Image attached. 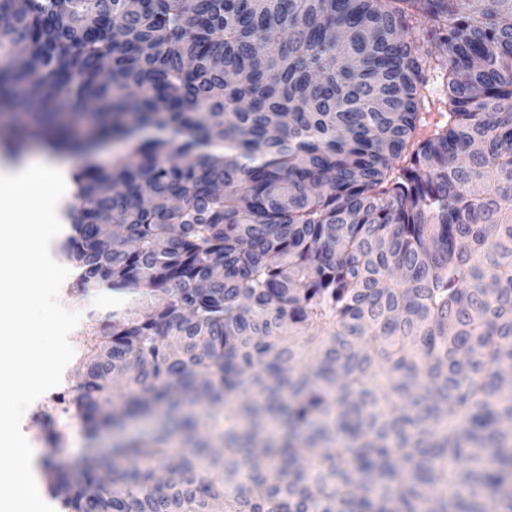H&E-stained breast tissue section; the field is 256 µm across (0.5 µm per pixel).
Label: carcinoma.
I'll use <instances>...</instances> for the list:
<instances>
[{"instance_id": "1", "label": "carcinoma", "mask_w": 512, "mask_h": 512, "mask_svg": "<svg viewBox=\"0 0 512 512\" xmlns=\"http://www.w3.org/2000/svg\"><path fill=\"white\" fill-rule=\"evenodd\" d=\"M0 135L112 314L47 468L64 512H512V0H0ZM430 50L412 32L422 20ZM448 68L427 133V67ZM65 110L97 122L82 139Z\"/></svg>"}]
</instances>
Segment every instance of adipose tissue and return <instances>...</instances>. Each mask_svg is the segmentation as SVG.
Instances as JSON below:
<instances>
[{
  "label": "adipose tissue",
  "mask_w": 512,
  "mask_h": 512,
  "mask_svg": "<svg viewBox=\"0 0 512 512\" xmlns=\"http://www.w3.org/2000/svg\"><path fill=\"white\" fill-rule=\"evenodd\" d=\"M72 189L70 168L48 156L21 158L0 164V243L5 242L16 257L14 276L0 281V305L17 307L33 303L47 288L68 278L67 270L47 255L48 238L63 235L61 200ZM16 460L13 479L0 481V506L7 512H34L36 490L30 479L38 450L25 439L12 443Z\"/></svg>",
  "instance_id": "obj_1"
}]
</instances>
